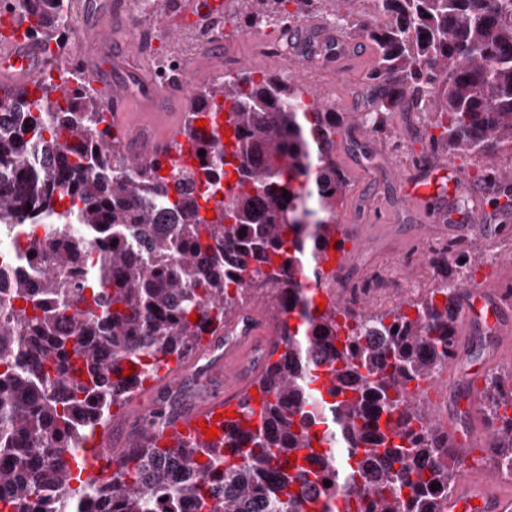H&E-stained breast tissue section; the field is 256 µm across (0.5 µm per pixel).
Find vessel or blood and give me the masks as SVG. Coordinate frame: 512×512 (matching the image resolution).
I'll use <instances>...</instances> for the list:
<instances>
[{
  "instance_id": "b4317fda",
  "label": "vessel or blood",
  "mask_w": 512,
  "mask_h": 512,
  "mask_svg": "<svg viewBox=\"0 0 512 512\" xmlns=\"http://www.w3.org/2000/svg\"><path fill=\"white\" fill-rule=\"evenodd\" d=\"M223 0H191L184 16L188 23L207 21L220 12ZM107 20L83 27L74 40V53L85 62L83 76L98 92L100 107L108 112L135 161L174 158L192 160L195 145L182 133L186 111L195 103L197 77L181 65L168 77L132 88L130 76L144 53L143 42L123 41L130 20L128 0H106ZM49 61L40 43L31 39L0 40V91L17 87L39 93ZM453 164L443 163L423 179L399 183L409 209L421 211L425 220L453 222L455 214L442 191L444 183H464ZM292 320L287 310L268 317L260 304H252L227 319L223 329L208 335L203 349L183 357L161 360L153 377L136 379L135 390L123 411L100 428L94 446L96 471L112 472L119 458L147 443L164 447L177 436L202 438L203 425H215L217 413L238 412L241 403L258 407L252 391L265 369L262 353L282 358L283 331ZM459 331L467 342L488 337L492 345L512 343V300L484 281L461 289ZM489 358L470 357L462 372L444 429L452 446L481 447L477 432L478 399L471 380L483 377ZM445 512H512V487L500 485L486 473L467 469L448 492Z\"/></svg>"
}]
</instances>
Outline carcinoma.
<instances>
[{"label":"carcinoma","instance_id":"obj_1","mask_svg":"<svg viewBox=\"0 0 512 512\" xmlns=\"http://www.w3.org/2000/svg\"><path fill=\"white\" fill-rule=\"evenodd\" d=\"M318 2L249 0V23L269 17L289 31ZM370 4L355 25L376 53L363 126L385 135L393 112H423L430 146L481 158L490 203L512 198V171L499 164L512 152V0ZM74 7L0 0V15L59 50ZM56 69L60 85L34 98L0 96V224L56 221L16 247L42 258L40 281L17 273L0 301V512H155L163 498L165 512L185 502L192 512H303L307 499L318 512H437L431 486L452 487L471 449L448 447L443 426L403 394L456 356L459 289L478 251L448 249L435 284L383 314L334 303L321 312L298 276L324 274L345 197L336 136L352 128L334 108L264 72L215 83L198 101L213 121L226 114L229 143H197L202 164L172 162L164 178L160 161L128 160L79 66ZM227 166L237 177L226 185ZM218 194L209 220L202 209ZM71 224L108 229L116 243L94 255ZM268 285L291 294L296 323L261 377L255 429L243 437L230 424L220 446L140 448L119 459L104 495L74 475L68 456L94 452L81 442L132 394L126 365L147 374L200 348ZM479 398L496 424L494 458L512 460V372L485 380ZM300 448L310 449L301 465L290 459Z\"/></svg>","mask_w":512,"mask_h":512}]
</instances>
